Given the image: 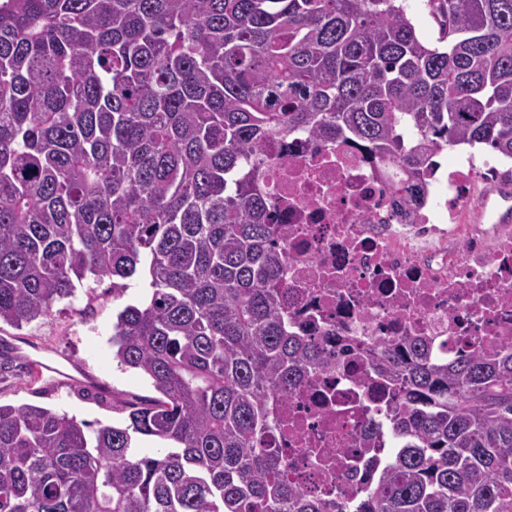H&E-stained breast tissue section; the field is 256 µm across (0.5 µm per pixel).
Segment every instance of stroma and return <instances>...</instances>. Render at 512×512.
Here are the masks:
<instances>
[{"label": "stroma", "instance_id": "1", "mask_svg": "<svg viewBox=\"0 0 512 512\" xmlns=\"http://www.w3.org/2000/svg\"><path fill=\"white\" fill-rule=\"evenodd\" d=\"M146 277L128 281L122 296L108 283L85 282L74 297L22 327L0 323V404H34L93 424L123 423L125 403L154 397L149 381L118 366L109 340L117 312L141 297Z\"/></svg>", "mask_w": 512, "mask_h": 512}]
</instances>
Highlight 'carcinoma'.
Returning a JSON list of instances; mask_svg holds the SVG:
<instances>
[{
  "mask_svg": "<svg viewBox=\"0 0 512 512\" xmlns=\"http://www.w3.org/2000/svg\"><path fill=\"white\" fill-rule=\"evenodd\" d=\"M404 2L0 0V322L144 271L111 342L159 394L96 429L0 404V512H342L272 446L331 362L288 330L265 145L358 143L407 214L441 148L512 160V0H428L435 44ZM372 366L404 444L355 512H512V351L379 344Z\"/></svg>",
  "mask_w": 512,
  "mask_h": 512,
  "instance_id": "obj_1",
  "label": "carcinoma"
}]
</instances>
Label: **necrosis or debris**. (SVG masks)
Instances as JSON below:
<instances>
[{
  "label": "necrosis or debris",
  "instance_id": "obj_1",
  "mask_svg": "<svg viewBox=\"0 0 512 512\" xmlns=\"http://www.w3.org/2000/svg\"><path fill=\"white\" fill-rule=\"evenodd\" d=\"M259 183L288 250L280 295L294 329L351 352L306 377L280 403L275 445L309 496L351 505L388 468L386 383L369 365L379 343L423 339L437 359L512 348V225L475 224L479 187L512 171L455 158L431 175L424 205L400 217L390 168L353 143L274 141ZM378 446L364 454L368 437Z\"/></svg>",
  "mask_w": 512,
  "mask_h": 512
}]
</instances>
